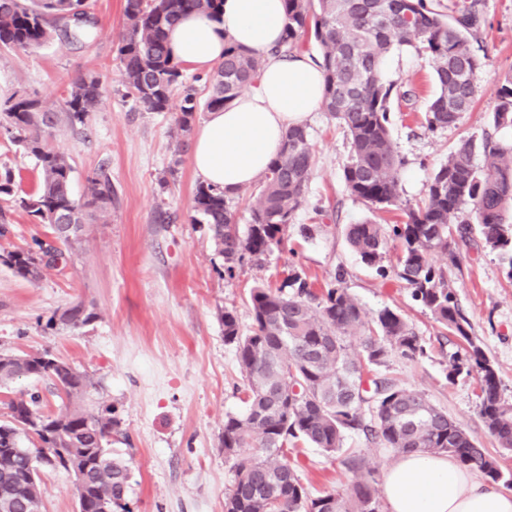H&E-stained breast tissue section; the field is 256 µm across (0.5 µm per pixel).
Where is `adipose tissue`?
Masks as SVG:
<instances>
[{"instance_id": "ef3b65f1", "label": "adipose tissue", "mask_w": 512, "mask_h": 512, "mask_svg": "<svg viewBox=\"0 0 512 512\" xmlns=\"http://www.w3.org/2000/svg\"><path fill=\"white\" fill-rule=\"evenodd\" d=\"M285 22L283 0H224L217 16L193 13L168 31L173 60L196 71H212L229 42L263 56L250 90L208 112L193 140L197 176L230 197L267 171L288 128L322 101V72L310 56L273 53ZM382 495L388 512H512V491L477 478L449 455H401L386 473Z\"/></svg>"}]
</instances>
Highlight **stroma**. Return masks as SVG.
Instances as JSON below:
<instances>
[{"mask_svg": "<svg viewBox=\"0 0 512 512\" xmlns=\"http://www.w3.org/2000/svg\"><path fill=\"white\" fill-rule=\"evenodd\" d=\"M124 4L86 0L97 21L87 43L0 50V102L25 95L59 111L74 79L100 77L103 92L86 126L74 130L59 124L54 142L71 157L75 198L87 199L89 179L102 165L115 191L108 215L88 219L65 263L45 269L39 281L0 265V354L47 351L93 377L96 387L83 402L117 409L124 437L113 443L112 453L129 468L132 512H224L233 479L221 446L224 416L243 412L247 395L235 348L224 341L222 317L234 311L241 334H248L251 288L280 285L292 269L318 289L339 276L368 317L397 310L425 347L424 356L413 360L391 352L383 374L425 392L503 471H512V452L499 447L480 415L477 375L446 378L449 356L463 351L464 343L445 334L393 272L398 241L388 240L382 260L369 266L346 240L351 224L372 221L389 229L403 223L405 206L424 199L432 172L461 139L479 141L493 131L512 142V131L497 132L491 124L497 91L512 73V0H479L480 21L470 41L486 58L480 92L470 111L442 132L429 133L424 124L426 106L437 92L428 61L413 52L387 56V78L401 79L414 92L411 101L394 100L390 114L391 137L404 161L399 206L373 210L349 194L342 179L349 142L326 112H311L304 125L312 173L288 240L230 274L207 225L191 221L199 179L190 151L176 149L182 138L176 126L179 95L159 113L144 111L124 95L115 52ZM4 166L13 169L23 191L37 189L35 158L0 134ZM52 237L50 225L36 223L15 202L0 201V252ZM453 249L461 257L459 267H450L444 256L437 263L446 267L470 334L511 398L512 272L478 231ZM79 301L95 312L92 322L75 330L46 328L54 311ZM35 391L44 410L62 408L48 381L21 377L0 388V417L11 400ZM345 447L359 456L362 474L382 485L395 455L356 433L348 435ZM288 458L314 496L349 488L354 479L342 455L300 440L289 443ZM41 489L43 512H77L71 473L42 472Z\"/></svg>", "mask_w": 512, "mask_h": 512, "instance_id": "obj_1", "label": "stroma"}]
</instances>
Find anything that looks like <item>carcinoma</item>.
<instances>
[{
  "instance_id": "cac0c4a2",
  "label": "carcinoma",
  "mask_w": 512,
  "mask_h": 512,
  "mask_svg": "<svg viewBox=\"0 0 512 512\" xmlns=\"http://www.w3.org/2000/svg\"><path fill=\"white\" fill-rule=\"evenodd\" d=\"M222 0H125L126 19L116 52L122 83L147 112H165L177 90L181 96L176 125L190 131L197 113L224 107L258 76L262 57L241 47L224 48V61L209 77L212 92L200 103L196 87L184 80L179 63L167 49V32L191 13L216 15ZM286 25L274 53L285 56L309 36L320 46L317 59L323 74L322 108L349 137L350 157L343 168L346 190L378 209L397 205L402 160L390 133L391 103L407 99L412 90L387 79L384 63L393 51L427 57L437 94L425 110L431 133L457 124L479 95L485 61L471 46L476 25L475 4L451 16L426 0H284ZM86 20L65 26L72 15ZM94 21L84 0H0V49H37L54 41L83 42L93 35ZM101 97L94 75L73 81L65 100L70 127L86 125ZM497 130H512V75L498 90L491 115ZM60 118L37 99L12 98L0 106V132L33 155L40 168L37 190L17 196L10 168L0 169V199L12 200L40 224L51 225L57 241L70 245L79 230L62 226L69 219L85 221L86 209L102 213L112 206V178L105 166L89 180L85 202L71 193L73 167L67 154L50 142ZM483 157L476 168L474 157ZM313 152L304 126L288 129L282 150L259 179L246 236L238 230L236 212L219 187L197 185L194 209L208 225L227 271L245 260H257L288 238V225L304 204ZM512 144L485 138L481 144L460 141L432 173L426 197L407 209V220L393 228L399 240L397 277L436 322L466 342L464 355L448 360V381L477 373L479 412L499 445L512 450V401L500 389L497 373L469 334L470 324L448 288L445 272L434 256L449 251L453 234L465 237L467 224L480 226L484 243L508 257L512 265ZM347 239L367 265L378 263L386 239L380 225L351 224ZM64 253L34 240V245L0 253V264L15 275L36 282ZM251 334L239 333L234 312L224 311V342L236 349L248 393L247 408L224 418L221 447L233 474L224 497V512H382L377 489L363 476L349 491L312 497L288 460V442L302 440L333 455L346 436L362 432L394 454H449L489 480L512 487V478L448 414L420 390L399 386L380 372L393 351L407 358L424 352L420 337L402 315L381 310L365 320L357 300L341 278L317 294L295 271L277 288L250 291ZM96 318L84 303L60 309L49 318L52 328L76 329ZM360 350L351 351L350 340ZM27 376L50 382L68 400L95 387L93 378L45 351L34 355L0 354V386ZM0 420V512H42L40 469L62 468L75 477L78 512H131L128 467L111 456L119 421L110 406L86 410L66 405L56 413L41 408L37 394L8 403ZM34 438L35 449L24 447ZM241 448L252 449L242 456Z\"/></svg>"
}]
</instances>
